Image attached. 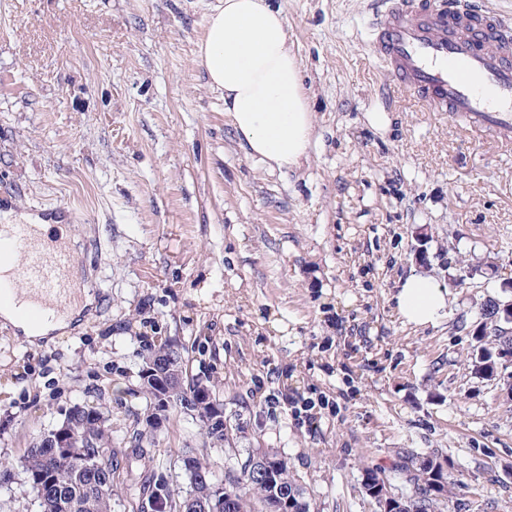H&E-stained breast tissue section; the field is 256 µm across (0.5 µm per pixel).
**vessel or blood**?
I'll return each mask as SVG.
<instances>
[{"label":"vessel or blood","mask_w":512,"mask_h":512,"mask_svg":"<svg viewBox=\"0 0 512 512\" xmlns=\"http://www.w3.org/2000/svg\"><path fill=\"white\" fill-rule=\"evenodd\" d=\"M370 49L414 101L476 133L512 142V19L477 0H377ZM0 307L26 323L63 312L75 295L78 259L64 239L33 224L0 226Z\"/></svg>","instance_id":"1"}]
</instances>
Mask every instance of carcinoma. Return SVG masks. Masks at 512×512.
I'll return each mask as SVG.
<instances>
[{"label":"carcinoma","mask_w":512,"mask_h":512,"mask_svg":"<svg viewBox=\"0 0 512 512\" xmlns=\"http://www.w3.org/2000/svg\"><path fill=\"white\" fill-rule=\"evenodd\" d=\"M508 300V295L496 290L480 304L481 352L470 353L469 363L476 374L488 380L497 379L500 369L512 362V333L505 332L512 318V307L506 306ZM138 356L142 359L141 389L154 409L161 408L154 382L159 378L169 379L172 382L169 403L198 418L210 439L224 441L228 432L224 427V411L215 403L210 380L185 382L182 356L168 344H144ZM67 422L89 436L91 445L78 448L73 456L59 455L41 439L20 461L31 490L46 494L38 500L40 512H112V494L103 489V484L112 483L114 473L108 419L97 410H78L67 417ZM150 447L147 435L139 433L124 450L129 458L151 462V467L135 478L139 496L130 503L131 512H145L157 501L165 504L162 512H196L187 505V497L173 498L165 480L166 463L154 458ZM262 460L264 464L260 465L254 452L247 453L243 460L225 467L221 484L213 471L190 451L182 455L190 488L222 487L220 496L212 501L214 512H272L274 508H284L286 499L293 494L303 500V512H311V504L291 477L287 461L266 450L262 452ZM260 467L265 474H260ZM390 472L401 486L393 485L385 472L368 468L363 479L364 490L378 488L410 498L416 512H448L453 492L448 483V464L442 457L422 456L397 448L392 451Z\"/></svg>","instance_id":"carcinoma-1"}]
</instances>
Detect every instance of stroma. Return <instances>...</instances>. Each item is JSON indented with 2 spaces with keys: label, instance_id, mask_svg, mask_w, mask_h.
<instances>
[{
  "label": "stroma",
  "instance_id": "obj_1",
  "mask_svg": "<svg viewBox=\"0 0 512 512\" xmlns=\"http://www.w3.org/2000/svg\"><path fill=\"white\" fill-rule=\"evenodd\" d=\"M370 0H273L314 127L299 167L251 159L195 61L220 0H0V224L59 223L93 299L65 336L0 326V512H36L17 462L78 406L112 447L144 430L142 338L210 377L229 441L168 406L150 432L183 495L185 449L223 476L272 450L312 512H374L366 467L407 448L448 460L461 512H512V402L468 362L488 295L449 288L431 324L400 318L411 275L451 263L512 277V144L410 100L370 52ZM314 401L315 420L265 398Z\"/></svg>",
  "mask_w": 512,
  "mask_h": 512
}]
</instances>
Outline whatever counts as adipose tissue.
Here are the masks:
<instances>
[{
    "label": "adipose tissue",
    "instance_id": "obj_1",
    "mask_svg": "<svg viewBox=\"0 0 512 512\" xmlns=\"http://www.w3.org/2000/svg\"><path fill=\"white\" fill-rule=\"evenodd\" d=\"M196 61L211 89L224 95V110L248 155L271 169L306 159L313 115L288 42V22L269 0H224L210 14ZM407 323L434 322L445 292L430 279L407 278L396 297Z\"/></svg>",
    "mask_w": 512,
    "mask_h": 512
}]
</instances>
